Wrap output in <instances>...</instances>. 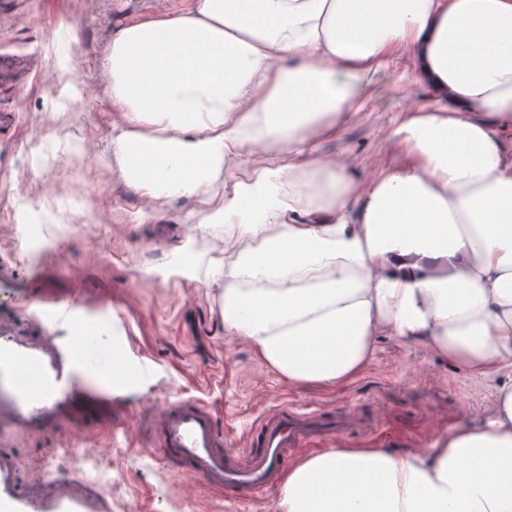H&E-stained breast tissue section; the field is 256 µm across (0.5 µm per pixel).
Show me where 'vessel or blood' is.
<instances>
[{
    "label": "vessel or blood",
    "mask_w": 512,
    "mask_h": 512,
    "mask_svg": "<svg viewBox=\"0 0 512 512\" xmlns=\"http://www.w3.org/2000/svg\"><path fill=\"white\" fill-rule=\"evenodd\" d=\"M46 330L22 336L0 327V417L28 434L66 423L81 434L93 421L112 416V317H81L66 298L32 295L26 300ZM83 332L81 344L54 336L59 325ZM161 457L206 484L226 501L245 503L273 486L289 449L328 433L351 432L350 416L295 407L278 409L250 431L247 467L223 450L224 433L210 409L194 399L165 403L153 419ZM0 512H112L106 490L86 491L77 473L38 485L27 480L14 453L0 448Z\"/></svg>",
    "instance_id": "1"
}]
</instances>
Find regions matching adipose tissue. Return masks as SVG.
<instances>
[{"instance_id": "1", "label": "adipose tissue", "mask_w": 512, "mask_h": 512, "mask_svg": "<svg viewBox=\"0 0 512 512\" xmlns=\"http://www.w3.org/2000/svg\"><path fill=\"white\" fill-rule=\"evenodd\" d=\"M397 51L436 99L393 131L402 161L360 182L319 141ZM104 70L122 177L220 196L204 223L247 243L224 269L226 333L295 385H349L385 332L488 391L482 420L430 448L305 454L278 512H512V0H197L119 30Z\"/></svg>"}]
</instances>
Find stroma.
Returning <instances> with one entry per match:
<instances>
[{
    "label": "stroma",
    "mask_w": 512,
    "mask_h": 512,
    "mask_svg": "<svg viewBox=\"0 0 512 512\" xmlns=\"http://www.w3.org/2000/svg\"><path fill=\"white\" fill-rule=\"evenodd\" d=\"M195 4L0 0V321L42 335L24 298L44 289L89 314L111 309L135 376L113 392L111 421L75 438L64 423L19 435L4 420L0 448L32 481L78 473L109 493L112 512H277V488L230 504L153 452L154 415L177 397L212 410L225 453L240 465L251 426L282 406L360 412L358 430L321 439L323 448L424 449L462 415L482 418L487 403L463 370L392 336H378L372 362L350 385L307 388L288 383L246 337L225 334L224 237L200 223L199 199L161 203L113 167L112 129L125 119L112 109L103 68L121 28ZM36 14L44 26L32 25ZM380 81L363 112L321 145L325 159L346 161L360 181L398 160L392 132L404 112L434 101L405 53L388 57ZM97 182L111 186L110 197L94 198ZM181 251L194 266L178 261Z\"/></svg>",
    "instance_id": "stroma-1"
}]
</instances>
